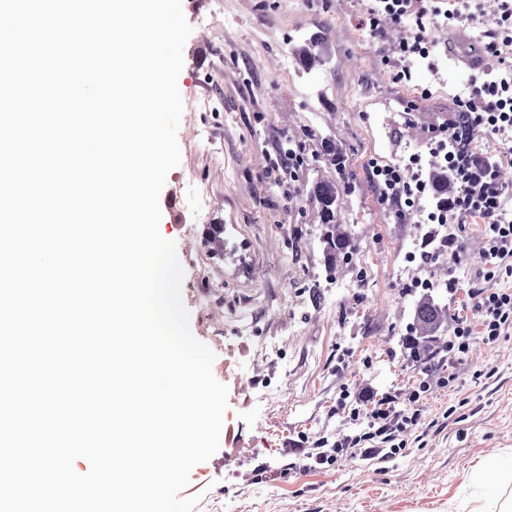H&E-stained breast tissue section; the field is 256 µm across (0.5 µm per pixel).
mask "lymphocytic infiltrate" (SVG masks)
<instances>
[{"label":"lymphocytic infiltrate","instance_id":"lymphocytic-infiltrate-1","mask_svg":"<svg viewBox=\"0 0 512 512\" xmlns=\"http://www.w3.org/2000/svg\"><path fill=\"white\" fill-rule=\"evenodd\" d=\"M498 22L484 45L486 62L469 81L466 97L456 98L460 111L474 118L476 131L496 135L503 147L512 150V0H496ZM483 12V0H451L448 8L434 5L433 0H371L362 24L371 38L383 34L381 23L389 19L409 22L415 29L413 41L401 42L394 50L400 69L397 79L410 78L416 58H428L426 36L434 20L455 26L473 22ZM449 171L458 183L460 193L447 209H439L431 221L435 224H462L471 216H479L485 226L484 253L489 267L484 275L486 288L475 295L474 322H456L445 344L452 359L470 355L475 341L492 345L512 334V289L495 287L500 274L512 275V220H506L508 200L497 178L470 180L467 170L449 161ZM372 177L383 200L396 207L398 218H405L414 199L404 182L397 178L393 166L373 165ZM445 377L425 372L417 388L406 396L380 394L362 389L354 402L339 399L336 411L350 424L353 434L336 441L319 438L312 446L296 442L293 453L305 470L338 465L343 459L358 455L393 457L407 447L406 438L420 424L425 400L436 389L447 387Z\"/></svg>","mask_w":512,"mask_h":512}]
</instances>
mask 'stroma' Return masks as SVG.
Returning a JSON list of instances; mask_svg holds the SVG:
<instances>
[{"label": "stroma", "mask_w": 512, "mask_h": 512, "mask_svg": "<svg viewBox=\"0 0 512 512\" xmlns=\"http://www.w3.org/2000/svg\"><path fill=\"white\" fill-rule=\"evenodd\" d=\"M365 5L182 0L193 28L178 79L182 158L161 196H178L183 214L163 213L160 231L177 244L191 329L216 354L213 373L229 390L224 425L237 436L225 456L191 471L185 493L202 494L208 512H448L449 501L480 496L482 459L512 460V335L476 343L463 361L437 356L432 369L457 380L429 397L422 441L405 453L303 471L288 452L303 437L348 433L336 413L341 391L414 387L420 370L406 361L404 336L420 291L410 281L433 280L452 320L473 319L471 294L486 285L481 218L449 225L464 246L457 265L410 261L431 227L415 215L398 220L366 169L371 159L427 151L451 119L465 66L434 26L430 62L397 80L386 58L406 31L387 22L372 40L361 24ZM314 34L319 58L308 65L294 49ZM321 137L341 141L354 186L338 216L358 248L352 268L333 274L318 206L305 193L336 177L316 158ZM292 138L306 164L272 171ZM212 224L224 227L220 257L201 247ZM451 405L459 419L445 418ZM262 462L267 471L255 474Z\"/></svg>", "instance_id": "stroma-1"}]
</instances>
